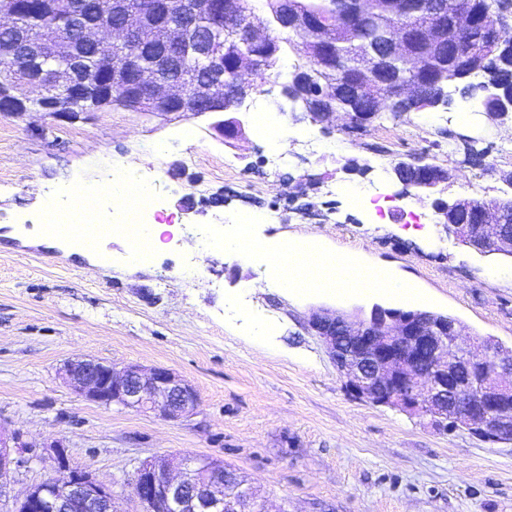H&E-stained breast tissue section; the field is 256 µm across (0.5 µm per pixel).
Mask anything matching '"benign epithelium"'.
Returning <instances> with one entry per match:
<instances>
[{"label": "benign epithelium", "mask_w": 512, "mask_h": 512, "mask_svg": "<svg viewBox=\"0 0 512 512\" xmlns=\"http://www.w3.org/2000/svg\"><path fill=\"white\" fill-rule=\"evenodd\" d=\"M372 5L373 0H358V10L345 17V25L353 28L368 19ZM391 6L392 21L364 55L351 84L358 102L380 100L386 108L411 110L423 97L421 88L412 82L392 85L385 81V58L411 49L431 54L446 46L454 51L455 58L465 62L471 56L474 17L463 0H423L425 12L440 22L412 31L397 21L404 11L402 0H391ZM221 7L224 30L231 33L242 0H224ZM277 7L284 28L319 30L318 42L302 46L303 54L335 64L333 24L300 16L291 0H277ZM209 10L210 0H185L176 10L168 0H162L155 12L152 39L158 40L163 52L150 69L118 63L130 48L147 47L140 38L145 16L137 10L121 14L119 21L99 16L85 22L76 42L98 41L99 68L111 77L112 84L129 87L130 96L143 112L231 115L248 98L247 75L266 61L248 53L236 58L233 68L224 69L226 45L201 36L197 28L199 17ZM239 42L270 44L266 28L255 24L239 32ZM59 52L66 59L63 66L40 72L25 84L24 92L11 93L0 85V105L25 112V103L41 99L46 86L92 93L88 76L74 66L73 45ZM184 52L206 59L208 78L186 84L163 79L162 72ZM334 99L335 92H320L319 105L307 113L309 121L323 124L335 119ZM489 100L494 104L495 119L512 120L511 96L492 93ZM392 170L405 186L421 194L431 193L451 179L447 169L429 164L421 156H399L393 160ZM497 201V206L484 208L473 199L456 195L448 197V208L439 205L437 209L442 223L471 250L512 257V225L503 223V216L512 213V196ZM309 326L321 338L346 388L356 397L426 417L434 426L452 423L459 427L464 422L488 440L512 441V354L497 356L487 342L474 349L460 346L462 333L457 321L430 312L404 313L378 307L368 320L317 310L310 315ZM490 360L493 366L489 369L486 363ZM63 375L74 392L102 406L118 403L177 420L191 415L198 404L194 386L167 368L146 372L137 364H129L118 370L103 361L84 359L66 363ZM27 447L20 432L6 436L0 431V498L13 474L28 462L21 452ZM43 447L50 449L58 470L69 469L63 440L53 439ZM132 494L140 512H264L254 490L236 473H226L223 462L212 458L184 462L177 477L171 474L168 459L144 460L135 471ZM7 512L120 510L116 495L91 472L72 471L65 481L49 479L29 489L12 501Z\"/></svg>", "instance_id": "obj_1"}]
</instances>
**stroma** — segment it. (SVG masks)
<instances>
[{"instance_id": "35a3bbf8", "label": "stroma", "mask_w": 512, "mask_h": 512, "mask_svg": "<svg viewBox=\"0 0 512 512\" xmlns=\"http://www.w3.org/2000/svg\"><path fill=\"white\" fill-rule=\"evenodd\" d=\"M267 77L231 139L210 113L0 112V226L43 223L51 196L106 170L134 179L151 169L160 220L178 239L135 263L119 236L111 263L94 266L61 243L0 235V429L35 445L10 496L60 478L44 444L61 438L71 468L92 472L123 512H139L131 479L157 456L223 460L267 512H512V441L439 430L354 397L307 324L321 308L427 310L455 318L471 345L512 348V258L462 245L432 199L404 195L391 168L419 154L452 173L447 194L499 195L512 125L489 120L453 84L429 121L383 113L364 131L326 130L278 112L286 72L277 65ZM255 112L282 123L278 146L257 136ZM374 184L390 196L377 217ZM272 209L276 219L250 228L254 246L317 236L333 255L399 276L412 296L287 295L262 264L224 249L225 221ZM77 358L171 369L196 388L198 406L170 421L88 401L60 374Z\"/></svg>"}]
</instances>
